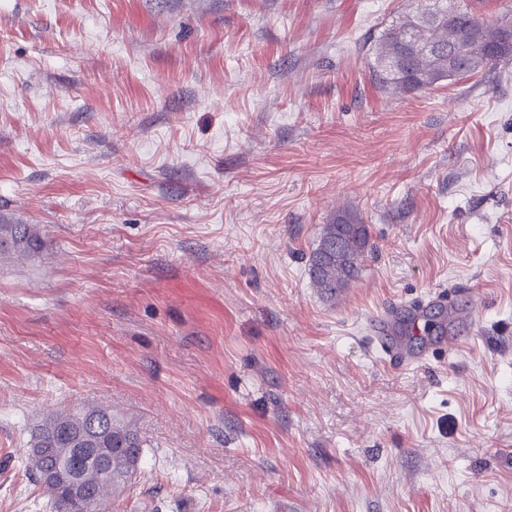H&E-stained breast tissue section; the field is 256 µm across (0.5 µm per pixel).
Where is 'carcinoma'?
<instances>
[{
	"label": "carcinoma",
	"instance_id": "carcinoma-1",
	"mask_svg": "<svg viewBox=\"0 0 512 512\" xmlns=\"http://www.w3.org/2000/svg\"><path fill=\"white\" fill-rule=\"evenodd\" d=\"M512 63V23L500 21L490 29L459 0H429L423 12L408 15L382 35L374 81L383 88L426 89L441 80ZM45 237L36 224L0 222V256H40ZM368 225L351 214L338 215L321 228L309 259L311 282L322 294L336 297L359 274L371 250ZM73 448H103L109 465L99 467L78 459L88 495L105 501L110 484L135 475L143 448L138 431L92 407L59 413L38 425L29 451L30 468L50 496L56 512H85L84 503L48 487L44 480L52 455Z\"/></svg>",
	"mask_w": 512,
	"mask_h": 512
}]
</instances>
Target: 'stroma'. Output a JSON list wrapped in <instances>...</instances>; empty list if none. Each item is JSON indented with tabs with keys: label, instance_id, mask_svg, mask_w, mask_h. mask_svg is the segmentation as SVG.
Segmentation results:
<instances>
[{
	"label": "stroma",
	"instance_id": "35a3bbf8",
	"mask_svg": "<svg viewBox=\"0 0 512 512\" xmlns=\"http://www.w3.org/2000/svg\"><path fill=\"white\" fill-rule=\"evenodd\" d=\"M425 0H0V512H53L35 428L144 443L108 512H512V66L394 91ZM374 250L337 301L340 212ZM443 294L453 356L363 331ZM369 227L352 214L336 215L321 228L309 259L311 282L322 294L336 298L359 274L371 250ZM46 246L45 237L36 224L0 222V256H40ZM429 305H437L443 310L444 321L455 318V310L448 305L447 301L441 299L439 295H433L428 298L419 299L411 303L387 305L383 311L368 321L367 328L372 335L373 344L383 352L390 360H395L401 365L411 366L419 364L423 361L424 354L422 352H413L409 350L401 341L393 339L390 334V326L396 315L401 314L406 317L412 325L419 328L426 314V307Z\"/></svg>",
	"mask_w": 512,
	"mask_h": 512
}]
</instances>
